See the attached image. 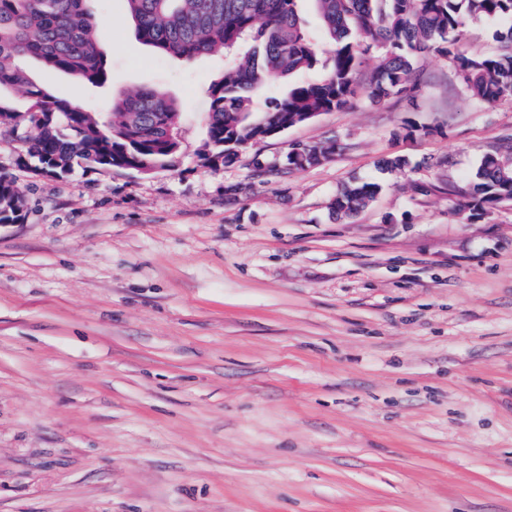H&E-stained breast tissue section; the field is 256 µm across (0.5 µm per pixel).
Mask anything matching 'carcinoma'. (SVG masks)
<instances>
[{
	"instance_id": "obj_1",
	"label": "carcinoma",
	"mask_w": 512,
	"mask_h": 512,
	"mask_svg": "<svg viewBox=\"0 0 512 512\" xmlns=\"http://www.w3.org/2000/svg\"><path fill=\"white\" fill-rule=\"evenodd\" d=\"M93 0H0V92L21 89L29 116L0 98V131L30 143L37 174L58 178L84 162L122 169L129 161L149 172L168 166L180 149L179 103L159 90L118 98L110 106V132L99 116L32 80L25 62L35 60L49 75L63 73L101 86L108 80L100 50ZM136 37L159 56L192 61L218 48L233 64L209 87L207 138L198 152L205 165L234 164L244 146L265 128L284 127L308 116L346 108L357 92L367 58L378 62L367 80L368 98L380 104L419 86L417 61L448 59L455 79L474 98L493 105L512 98V0H310L330 47L319 43L302 16L304 0H124ZM496 19L503 50L487 55L458 45L470 21ZM324 69L310 81L302 76ZM288 80L280 98L257 105L271 79ZM375 181L341 187L332 214L350 220L381 193ZM454 210L481 218L512 201V156L499 150L480 160L467 188H450ZM25 199L16 181L0 174V224L24 219Z\"/></svg>"
}]
</instances>
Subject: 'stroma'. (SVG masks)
<instances>
[{
    "mask_svg": "<svg viewBox=\"0 0 512 512\" xmlns=\"http://www.w3.org/2000/svg\"><path fill=\"white\" fill-rule=\"evenodd\" d=\"M95 12L107 83L53 91L105 112L162 90L181 147L149 174L43 179L0 134L27 200L0 224V512H512V205L469 221L448 196L512 150V100L430 55L414 99L361 95L206 165L223 51L160 58L123 0ZM396 155L407 172L380 168ZM355 178L381 194L332 218Z\"/></svg>",
    "mask_w": 512,
    "mask_h": 512,
    "instance_id": "1",
    "label": "stroma"
}]
</instances>
